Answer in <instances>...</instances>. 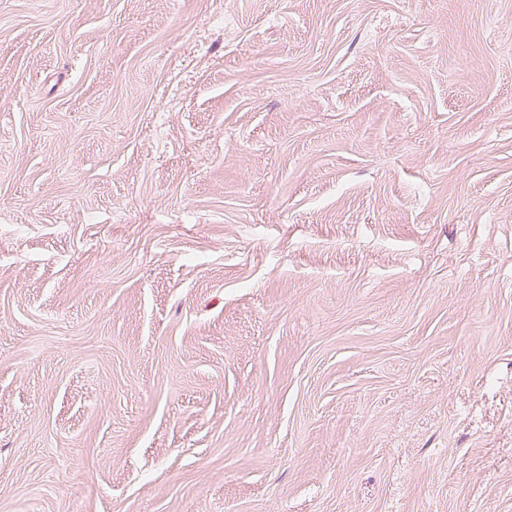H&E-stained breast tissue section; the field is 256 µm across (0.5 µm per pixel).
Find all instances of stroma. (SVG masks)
Returning <instances> with one entry per match:
<instances>
[{
    "mask_svg": "<svg viewBox=\"0 0 512 512\" xmlns=\"http://www.w3.org/2000/svg\"><path fill=\"white\" fill-rule=\"evenodd\" d=\"M0 512H512V0H0Z\"/></svg>",
    "mask_w": 512,
    "mask_h": 512,
    "instance_id": "obj_1",
    "label": "stroma"
}]
</instances>
